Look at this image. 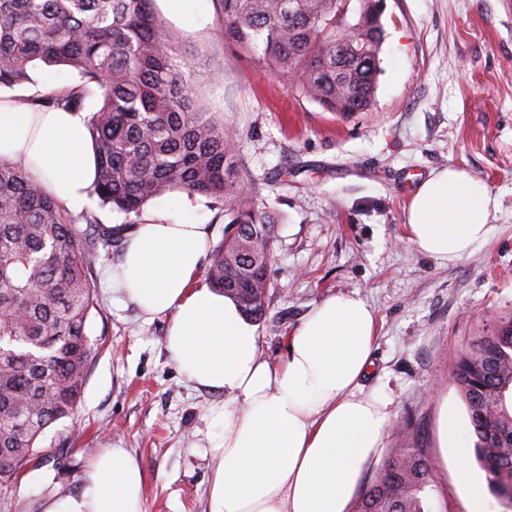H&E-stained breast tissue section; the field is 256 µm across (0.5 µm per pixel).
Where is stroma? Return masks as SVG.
<instances>
[{
  "label": "stroma",
  "mask_w": 512,
  "mask_h": 512,
  "mask_svg": "<svg viewBox=\"0 0 512 512\" xmlns=\"http://www.w3.org/2000/svg\"><path fill=\"white\" fill-rule=\"evenodd\" d=\"M153 7L188 51L221 57L222 77L201 85L205 104L223 113L245 186H259L277 218L267 316L256 325L261 356L283 361L287 336L314 305L359 292L377 316L362 385L389 401L384 451L402 447L403 425L418 430L432 460V512H470L438 421L445 407L468 422L454 362L512 317V0H386L375 104L349 119L225 42L218 0H183L177 15L165 0ZM32 77L7 96L40 97L79 80L45 65ZM448 166L482 179L499 209L484 244L443 264L408 241L406 222L419 184ZM112 241L92 274L97 307L87 321L93 352L81 401L49 427L52 454L38 481L18 488V507L25 512L48 486L76 492L95 456L120 447L144 472V512H208L216 461L207 415L224 397L179 373L165 347L169 316L146 321L113 302L106 276L122 243Z\"/></svg>",
  "instance_id": "35a3bbf8"
}]
</instances>
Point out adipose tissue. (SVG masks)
<instances>
[{"instance_id":"1","label":"adipose tissue","mask_w":512,"mask_h":512,"mask_svg":"<svg viewBox=\"0 0 512 512\" xmlns=\"http://www.w3.org/2000/svg\"><path fill=\"white\" fill-rule=\"evenodd\" d=\"M18 158L68 210L86 207L96 160L85 112L36 111L0 94V160ZM182 203L175 198L171 209L123 232L107 281L116 301L145 319L169 315L166 351L180 374L224 396L209 414L218 460L209 512H349L390 421L387 399L361 385L372 364L374 310L359 293L329 295L288 337L283 363L261 358L236 302L201 282L213 229L173 219ZM498 207L467 171H433L410 203L408 239L431 258L455 262L489 239ZM440 434L457 455L471 512H486L463 429L445 416ZM144 483L127 449L107 448L76 493L43 497L41 512H143Z\"/></svg>"}]
</instances>
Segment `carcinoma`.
<instances>
[{
	"label": "carcinoma",
	"instance_id": "cac0c4a2",
	"mask_svg": "<svg viewBox=\"0 0 512 512\" xmlns=\"http://www.w3.org/2000/svg\"><path fill=\"white\" fill-rule=\"evenodd\" d=\"M222 34L239 49L293 77L296 94L349 117L375 102L385 40L384 0H219ZM328 33L319 37V29ZM342 38V54L329 46ZM76 71L79 83L23 105L81 110L92 88L99 108L87 128L96 155L101 205L138 212L168 191L202 194L224 205L227 225L207 271L208 284L233 297L244 316L266 315L262 266L238 253L271 249L275 217L242 184L224 115L201 104L196 66L164 28L153 0H0V88L33 81L39 64ZM80 228L20 161L0 160V512H18V483L42 464L38 444L75 412L91 357L88 279L112 231L97 217ZM453 379L476 440L473 455L491 494L512 485V318L473 340ZM361 493L354 512H430L432 470L413 431Z\"/></svg>",
	"mask_w": 512,
	"mask_h": 512
}]
</instances>
